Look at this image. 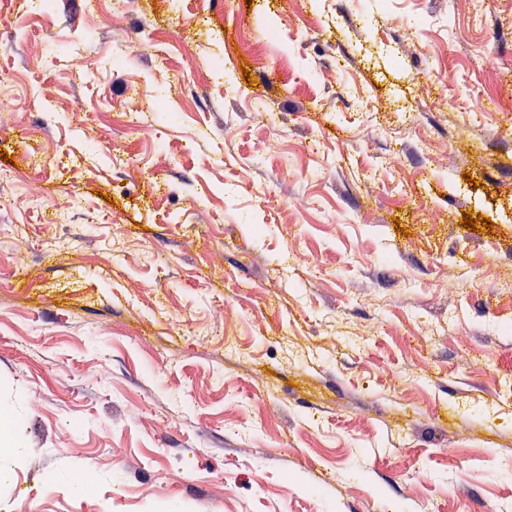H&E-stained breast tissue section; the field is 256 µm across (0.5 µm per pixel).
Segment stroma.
Returning <instances> with one entry per match:
<instances>
[{
    "instance_id": "stroma-1",
    "label": "stroma",
    "mask_w": 512,
    "mask_h": 512,
    "mask_svg": "<svg viewBox=\"0 0 512 512\" xmlns=\"http://www.w3.org/2000/svg\"><path fill=\"white\" fill-rule=\"evenodd\" d=\"M139 2L0 0V149L80 158L0 187V512H512V0ZM138 98V105L135 111L120 113L121 122L125 126L135 125L143 133H148L156 122L158 112L166 110V106H156L152 98L140 97V93Z\"/></svg>"
}]
</instances>
